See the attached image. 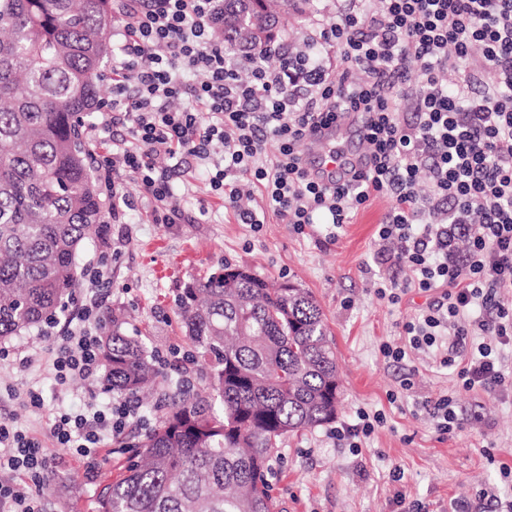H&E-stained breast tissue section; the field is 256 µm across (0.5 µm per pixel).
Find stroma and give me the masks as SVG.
<instances>
[{
  "instance_id": "obj_1",
  "label": "stroma",
  "mask_w": 512,
  "mask_h": 512,
  "mask_svg": "<svg viewBox=\"0 0 512 512\" xmlns=\"http://www.w3.org/2000/svg\"><path fill=\"white\" fill-rule=\"evenodd\" d=\"M317 8L299 24L286 27L282 38L301 44L316 27L329 26L344 9V0H316ZM169 180L184 218L178 224H156L145 214L136 183L121 186L134 202L126 223L107 226L104 239L90 240L79 258L80 270L97 264L104 246L112 248L109 301L131 318V327L153 350L160 366L194 388L204 380L185 336L177 299L191 279L209 275L222 264L250 270L270 282L294 281L308 289L321 306L334 340L342 392L336 423L287 436L272 461L271 493L278 512H397L396 500L429 504L432 512H453L452 502L465 501L473 512H503L512 502V395L460 389L456 374L439 367L433 355L410 352L397 364L385 358L383 343H403L400 325L426 302L410 291L399 304L379 299L375 285L383 272L372 261L376 232L391 202L374 200L330 239L325 225L296 233L292 225L267 215L259 228L238 223L209 186L196 160L183 158ZM6 346L27 347L33 363L19 372L0 360V421L29 430L48 454L62 457L59 479L44 489L43 512H89L95 484L86 465L49 435L54 414L83 403L108 401L74 381L59 394L53 380V354L46 329L38 327L6 339ZM412 375L414 386L400 381ZM39 386L46 405L37 411L24 400L27 386ZM454 395L467 420L465 428L440 436L421 407L427 398ZM159 396L135 397L139 418L108 441L99 457L97 482L118 476L128 448L137 446L157 422L152 408ZM381 413L383 421L359 447L336 442L333 428L356 423L358 410ZM401 480H393V470Z\"/></svg>"
}]
</instances>
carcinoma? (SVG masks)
Returning <instances> with one entry per match:
<instances>
[{"label": "carcinoma", "instance_id": "cac0c4a2", "mask_svg": "<svg viewBox=\"0 0 512 512\" xmlns=\"http://www.w3.org/2000/svg\"><path fill=\"white\" fill-rule=\"evenodd\" d=\"M312 7L224 0V50L265 45L283 17ZM111 26L112 0H0V340L54 319L77 286L83 245L104 234L84 123L101 100ZM177 307L206 388L176 387L125 473L97 489L94 512H275V448L336 419L323 311L307 289L271 288L244 270L187 283ZM100 360L107 390L166 382L116 310Z\"/></svg>", "mask_w": 512, "mask_h": 512}]
</instances>
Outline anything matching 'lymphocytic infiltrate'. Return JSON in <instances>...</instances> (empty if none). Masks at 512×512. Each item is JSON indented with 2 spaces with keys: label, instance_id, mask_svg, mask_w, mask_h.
Segmentation results:
<instances>
[{
  "label": "lymphocytic infiltrate",
  "instance_id": "lymphocytic-infiltrate-1",
  "mask_svg": "<svg viewBox=\"0 0 512 512\" xmlns=\"http://www.w3.org/2000/svg\"><path fill=\"white\" fill-rule=\"evenodd\" d=\"M221 11L222 0H128L113 16L122 40L101 124L128 137L96 155L105 185L136 181L154 221L175 224L182 214L168 163L192 156L239 223H260L265 210L299 232L341 230L368 202L389 198L373 253L388 275L375 293L392 304L413 289L434 298L403 324L408 346H385V355L399 363L409 350L432 349L462 390H511L501 350L512 345V0H348L321 30L320 55L270 43L246 59L216 40ZM270 57L282 65L267 66ZM412 63L417 87L405 111ZM176 99L184 107L173 108ZM348 112L366 127L370 166L340 185L316 182L304 168L309 136ZM244 181L259 191L260 209L239 206ZM110 279L100 262L53 339L61 388L99 376L101 287ZM136 415L127 401L92 403L57 412L50 435L92 465ZM56 468L38 438L0 422V472L14 475L0 483V512H40Z\"/></svg>",
  "mask_w": 512,
  "mask_h": 512
}]
</instances>
